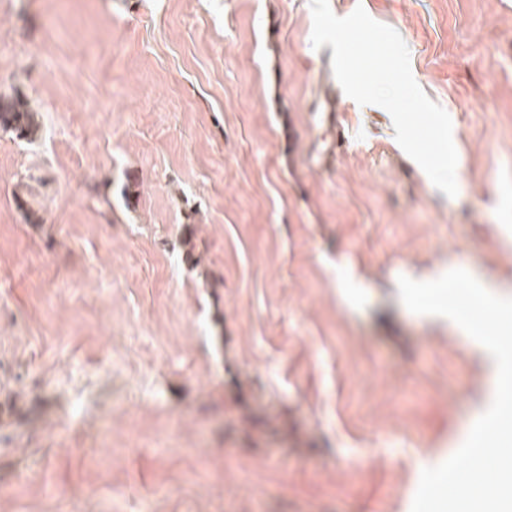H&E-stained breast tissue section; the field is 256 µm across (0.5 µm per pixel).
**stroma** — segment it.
Masks as SVG:
<instances>
[{"label":"stroma","mask_w":512,"mask_h":512,"mask_svg":"<svg viewBox=\"0 0 512 512\" xmlns=\"http://www.w3.org/2000/svg\"><path fill=\"white\" fill-rule=\"evenodd\" d=\"M329 3L403 38L457 197L344 94L310 0L0 13L39 124L0 132V512H411L486 410L489 352L397 279L512 297V0Z\"/></svg>","instance_id":"stroma-1"}]
</instances>
